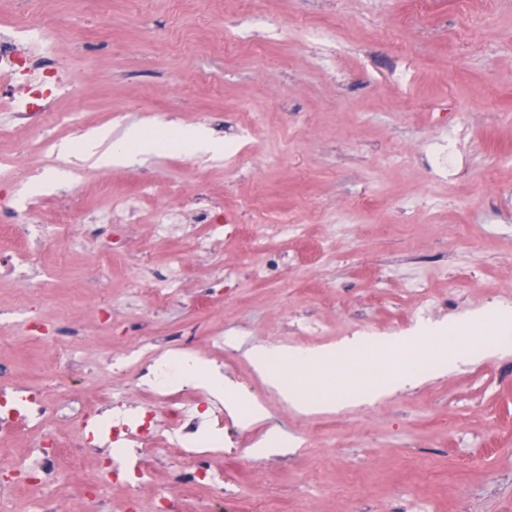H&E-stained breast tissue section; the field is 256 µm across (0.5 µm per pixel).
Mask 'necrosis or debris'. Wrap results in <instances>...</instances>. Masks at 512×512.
<instances>
[{
	"mask_svg": "<svg viewBox=\"0 0 512 512\" xmlns=\"http://www.w3.org/2000/svg\"><path fill=\"white\" fill-rule=\"evenodd\" d=\"M48 38V31L32 20H0V82L12 85L16 109L27 115L48 111L53 99L71 84L64 69L35 64L34 57L42 53ZM137 369L139 375H152L154 383L139 386L136 400L109 390L77 398L82 414H108L112 446L123 454L103 475L89 477L81 462L82 455L97 452V444L91 438L74 440L61 432L44 433L33 441L37 464L21 461L10 465V472L36 492L31 512H62L53 471L62 455L72 459L69 479L84 496L87 512H99L105 501L111 512H138L135 495L112 499L108 493L132 478L141 485L152 482L155 471L150 460L160 453L187 459V466L175 471L172 478L184 487L204 491L206 501L199 506L189 497L171 498L160 492L155 497V512H230L232 505L224 489V453L199 450L195 441L198 420L191 412L196 399L171 387L163 356H154ZM54 411V404L27 387L1 384L0 445L19 439L25 429L40 425Z\"/></svg>",
	"mask_w": 512,
	"mask_h": 512,
	"instance_id": "4bbe7bcc",
	"label": "necrosis or debris"
}]
</instances>
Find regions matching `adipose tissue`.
Here are the masks:
<instances>
[{
	"label": "adipose tissue",
	"mask_w": 512,
	"mask_h": 512,
	"mask_svg": "<svg viewBox=\"0 0 512 512\" xmlns=\"http://www.w3.org/2000/svg\"><path fill=\"white\" fill-rule=\"evenodd\" d=\"M160 147L159 141L144 136L138 128L132 127L118 141L113 140L111 130L95 129L84 134L78 143L61 144L60 150L64 154L109 167L125 163L133 156L152 153ZM177 363L188 378L202 383L213 396L223 398L225 404L236 409L244 422L248 423L262 416L263 410L259 404L240 396L207 362L181 357Z\"/></svg>",
	"instance_id": "ef3b65f1"
}]
</instances>
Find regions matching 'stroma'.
<instances>
[{
    "label": "stroma",
    "mask_w": 512,
    "mask_h": 512,
    "mask_svg": "<svg viewBox=\"0 0 512 512\" xmlns=\"http://www.w3.org/2000/svg\"><path fill=\"white\" fill-rule=\"evenodd\" d=\"M24 11L52 31L43 63L78 81L36 126H12L0 93V225L28 231L0 251L39 242L44 281L0 279V383L63 409L78 368L126 392L132 361L189 325L195 358L264 410L215 422L207 388L187 384L199 434L230 456L229 492L275 512H512V351L314 414L249 359L512 307V0H0V18ZM132 125H203L226 149L108 168L59 153ZM44 172L59 181L31 189ZM127 193L223 234L204 253L147 220L75 240L56 222L65 208L89 223ZM283 216L286 235L259 247L235 232ZM137 271L173 273L163 308L133 293ZM80 297V334L27 339V311L56 322ZM274 433L292 446L257 454Z\"/></svg>",
    "instance_id": "1"
}]
</instances>
